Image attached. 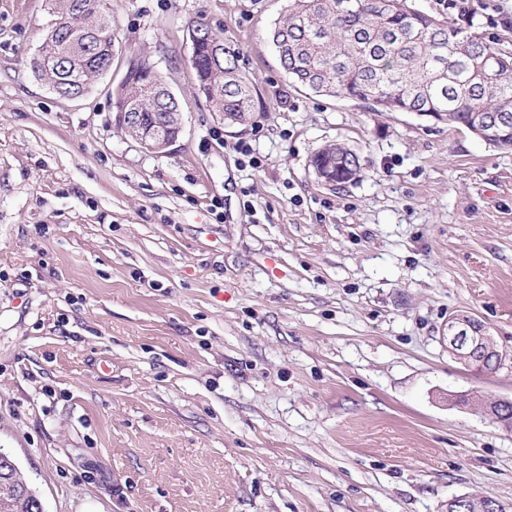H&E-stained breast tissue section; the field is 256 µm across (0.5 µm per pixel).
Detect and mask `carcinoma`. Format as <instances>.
Instances as JSON below:
<instances>
[{"instance_id": "cac0c4a2", "label": "carcinoma", "mask_w": 512, "mask_h": 512, "mask_svg": "<svg viewBox=\"0 0 512 512\" xmlns=\"http://www.w3.org/2000/svg\"><path fill=\"white\" fill-rule=\"evenodd\" d=\"M111 0H48L60 15L51 29L54 58L50 83L78 93L90 85L102 64L114 57ZM463 17L451 21L415 11L407 0H288L285 15L269 38L293 84L320 96L358 101L373 112H418L421 118L470 128L478 120L512 117V66L492 80L482 76L484 60L507 56L501 40L472 31ZM191 69L196 95L230 125L246 123L255 110V89L240 65V51L226 37L212 34L193 43ZM119 100H130L139 121L121 128L131 138L152 127L164 112H181L179 100L160 77L142 65L127 71ZM343 146L328 144L320 162L342 184L359 172L339 169Z\"/></svg>"}]
</instances>
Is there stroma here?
Returning <instances> with one entry per match:
<instances>
[{
    "mask_svg": "<svg viewBox=\"0 0 512 512\" xmlns=\"http://www.w3.org/2000/svg\"><path fill=\"white\" fill-rule=\"evenodd\" d=\"M467 3L512 40V0ZM287 6L112 0L69 100L30 68L47 0H0V451L44 512H512V432L448 402L512 399V150L289 85ZM196 21L240 49L246 124L194 94ZM135 56L184 106L162 154L115 125ZM328 143L359 178L317 181ZM457 313L495 372L450 358Z\"/></svg>",
    "mask_w": 512,
    "mask_h": 512,
    "instance_id": "obj_1",
    "label": "stroma"
}]
</instances>
